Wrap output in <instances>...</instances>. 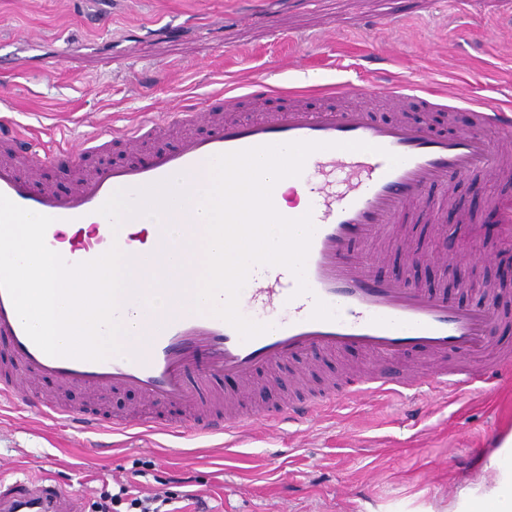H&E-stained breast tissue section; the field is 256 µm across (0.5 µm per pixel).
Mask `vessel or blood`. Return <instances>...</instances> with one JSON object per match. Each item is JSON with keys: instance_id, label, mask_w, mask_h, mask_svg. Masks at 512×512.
I'll use <instances>...</instances> for the list:
<instances>
[{"instance_id": "1", "label": "vessel or blood", "mask_w": 512, "mask_h": 512, "mask_svg": "<svg viewBox=\"0 0 512 512\" xmlns=\"http://www.w3.org/2000/svg\"><path fill=\"white\" fill-rule=\"evenodd\" d=\"M268 94L259 83L242 95L216 94L200 107L148 113L134 124L54 153H39L21 132L0 128V194L52 217L45 242L70 264L93 260L114 246L133 251L130 239L114 232L99 212L117 190L194 173L223 153L294 141L326 145L307 158L296 179L311 199L315 227L306 262L309 293L296 295L297 280L286 267L256 266L239 297L243 310L282 311L271 330L244 342L232 326L210 314L152 310L128 298L116 316L124 321L139 311L143 337L126 346L124 354L102 361L54 357L32 342L9 295L0 291V404L24 401L32 420L63 422L80 437L135 429L175 437H237L260 422L280 429L315 420L350 399L402 395L424 381L439 389L470 387L512 368V344L501 346L492 366L452 368L446 362L451 354L483 356L496 326L493 309L454 308L443 295L366 270L368 262L385 260L375 241L405 209L419 206L427 218H435L434 188L475 173L499 177L501 158L512 154V112L478 104L471 108V126L439 134L425 125L376 119V98H406L401 84L349 89L353 103L342 110L301 105L297 90L288 91L287 104L265 109L261 102ZM247 103L260 105L259 114L233 118V111ZM176 126L184 133L175 149H146L148 138ZM350 141L372 149L344 150ZM116 143L127 158L78 174L68 192L43 186L32 175L53 161ZM390 152L401 156L399 165H389ZM172 223L181 225L189 242L204 232L193 206L166 214L152 247L133 251L132 275L142 295L163 294L176 301L193 293L195 268L174 256L168 235ZM348 347L382 360V367L346 386L298 387L288 397L272 380L266 401L247 402L257 374L305 353L333 354ZM413 350L434 357L428 379L411 370H388L389 362ZM222 376L237 383L235 393L210 388V379ZM48 380L54 384L50 394L42 388ZM75 388L90 394L130 389L140 393L146 407L103 416L58 400V392ZM22 504L34 512H81L75 497L42 480L16 493L0 492V512H16Z\"/></svg>"}]
</instances>
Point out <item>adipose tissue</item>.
Here are the masks:
<instances>
[{
	"label": "adipose tissue",
	"mask_w": 512,
	"mask_h": 512,
	"mask_svg": "<svg viewBox=\"0 0 512 512\" xmlns=\"http://www.w3.org/2000/svg\"><path fill=\"white\" fill-rule=\"evenodd\" d=\"M492 483L480 489H461L453 512H512V435L488 458Z\"/></svg>",
	"instance_id": "1"
}]
</instances>
